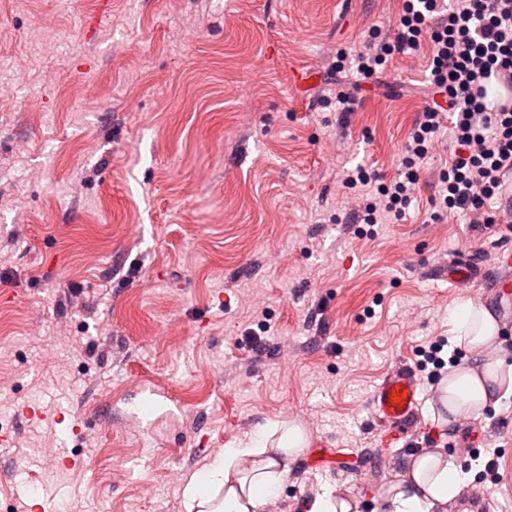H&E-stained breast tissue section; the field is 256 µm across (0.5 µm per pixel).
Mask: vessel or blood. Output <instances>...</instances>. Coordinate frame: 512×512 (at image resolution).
I'll list each match as a JSON object with an SVG mask.
<instances>
[{"instance_id": "vessel-or-blood-1", "label": "vessel or blood", "mask_w": 512, "mask_h": 512, "mask_svg": "<svg viewBox=\"0 0 512 512\" xmlns=\"http://www.w3.org/2000/svg\"><path fill=\"white\" fill-rule=\"evenodd\" d=\"M405 394L404 404L394 403L393 393ZM375 417L389 429L390 440H399L420 406V387L414 376L405 369L387 375L371 394Z\"/></svg>"}]
</instances>
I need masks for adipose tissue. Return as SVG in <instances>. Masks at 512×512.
<instances>
[{
	"instance_id": "obj_1",
	"label": "adipose tissue",
	"mask_w": 512,
	"mask_h": 512,
	"mask_svg": "<svg viewBox=\"0 0 512 512\" xmlns=\"http://www.w3.org/2000/svg\"><path fill=\"white\" fill-rule=\"evenodd\" d=\"M453 333L467 357L450 368L436 388L437 401L452 423L479 417L489 404L512 397V364L505 360L504 329L492 312L463 302ZM304 443L300 426L271 423L261 429L258 440L224 447L185 484L186 512H261L270 498L278 496ZM458 469L456 459L443 448L420 449L389 484L381 512H448L461 493Z\"/></svg>"
}]
</instances>
